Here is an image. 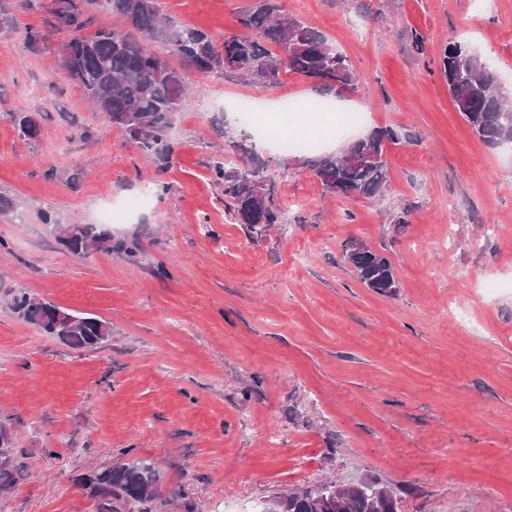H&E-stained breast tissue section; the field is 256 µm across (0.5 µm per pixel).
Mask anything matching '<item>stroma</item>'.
Segmentation results:
<instances>
[{"mask_svg":"<svg viewBox=\"0 0 512 512\" xmlns=\"http://www.w3.org/2000/svg\"><path fill=\"white\" fill-rule=\"evenodd\" d=\"M279 2L357 88L189 72L163 168L65 77L50 0H0L19 21L0 35V195L18 205L0 213V423L17 446L0 512H96L79 476L127 453L159 465L153 512H259L336 475L398 489L401 512H512V151L471 132L439 70L459 41L511 86L512 0ZM157 3L219 41L255 0ZM287 98L335 104L328 140L398 131L381 199L325 194L308 153L273 147L303 120ZM13 112L37 117L36 139ZM231 138L249 148L238 166L272 165L283 221L260 236L213 177ZM135 198L108 225L135 258L77 256L52 232ZM351 239L390 260L394 294L359 281ZM20 289L111 336L70 348L11 311Z\"/></svg>","mask_w":512,"mask_h":512,"instance_id":"obj_1","label":"stroma"}]
</instances>
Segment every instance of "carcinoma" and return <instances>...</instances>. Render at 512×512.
I'll return each mask as SVG.
<instances>
[{
  "mask_svg": "<svg viewBox=\"0 0 512 512\" xmlns=\"http://www.w3.org/2000/svg\"><path fill=\"white\" fill-rule=\"evenodd\" d=\"M86 7L120 17L128 25L123 31L101 28L93 35L74 36L68 43L70 58L63 68L79 70L78 81L87 99L107 123L134 141L139 150L158 161L172 157L167 130L181 112L187 93L182 69L166 62L160 72L161 55L151 49L158 43L170 57L189 63L197 72L218 76L227 71L275 81L286 70L321 83L328 90L353 89L359 79L349 57L316 28L282 13L276 0H259L239 18L242 32L218 42L209 33L186 27L160 13L156 0H84ZM72 0H56L50 24L58 30L79 31L69 23ZM275 46L272 51L269 46ZM458 42L446 45L440 69L448 85L454 109L472 133L486 145L512 149V100L499 98L498 77L484 58L468 47L455 52ZM9 119L27 139L39 135V123L28 112H13ZM399 141L391 128H377L345 146L342 154L324 153L311 157L309 166L329 195L358 194L366 199L381 196L389 180L388 162L355 163L354 157L368 153L383 155L389 143ZM269 164L239 168L222 161L213 165L215 176L224 185L233 219L252 234H261L279 223L274 207L275 188L259 192L254 178L267 173ZM70 253L87 255L112 250V236L94 224H73L67 237L59 239ZM345 261L360 282L383 295L395 291L396 275L391 262L364 243L345 245ZM10 308L20 317L50 336L77 349L98 348L112 331L100 318L61 309L28 292L19 290L9 299ZM14 444L0 457V490L15 481ZM80 484L96 503L97 512H126L132 503L147 505L156 498L151 487L159 482L154 462L134 458L81 475ZM399 502L376 500L372 492L359 486L336 493L333 481L314 491L288 493L275 500L273 512H398Z\"/></svg>",
  "mask_w": 512,
  "mask_h": 512,
  "instance_id": "carcinoma-1",
  "label": "carcinoma"
}]
</instances>
